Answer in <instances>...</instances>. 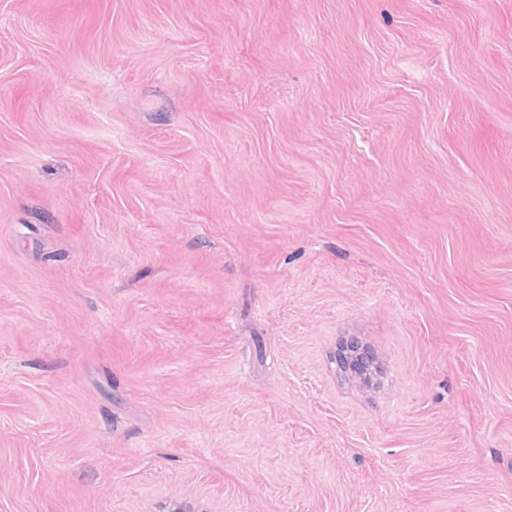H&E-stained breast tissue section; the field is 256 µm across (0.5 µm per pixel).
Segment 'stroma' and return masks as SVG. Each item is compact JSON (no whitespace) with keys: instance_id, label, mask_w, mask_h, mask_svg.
<instances>
[{"instance_id":"1","label":"stroma","mask_w":512,"mask_h":512,"mask_svg":"<svg viewBox=\"0 0 512 512\" xmlns=\"http://www.w3.org/2000/svg\"><path fill=\"white\" fill-rule=\"evenodd\" d=\"M178 507L512 512V0H0V512Z\"/></svg>"}]
</instances>
